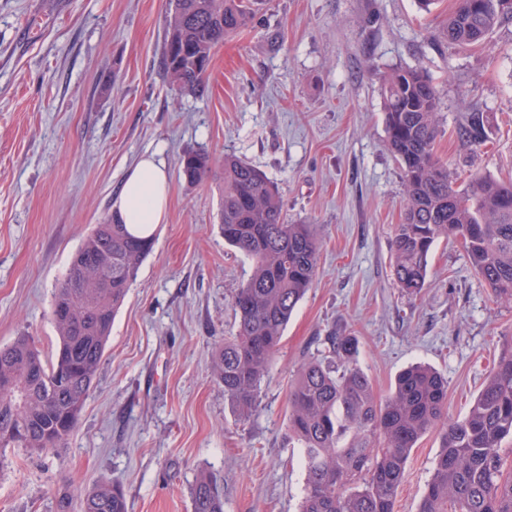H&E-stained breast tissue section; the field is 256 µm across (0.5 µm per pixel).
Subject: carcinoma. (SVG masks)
I'll return each mask as SVG.
<instances>
[{"instance_id":"1","label":"carcinoma","mask_w":512,"mask_h":512,"mask_svg":"<svg viewBox=\"0 0 512 512\" xmlns=\"http://www.w3.org/2000/svg\"><path fill=\"white\" fill-rule=\"evenodd\" d=\"M265 0H174L163 69L181 94L205 85L214 49L254 22ZM512 19L502 0H456L441 38L480 47ZM387 147L402 168L405 208L391 242L399 288L424 287L430 253L440 239L461 241L471 266L499 299L512 301V179L473 174L463 185L435 155L442 129L440 90L417 67L381 76ZM456 135L469 146L485 142L484 113L472 112ZM185 182L211 175L224 183L219 227L224 241L252 262L237 289L236 336L213 357L224 398L238 417L256 408L282 332L316 274L320 243L311 224L288 222L279 188L264 172L226 154L221 163L202 148L179 161ZM152 237L127 225L97 224L73 254L54 290L51 315L58 337L45 363L27 333L0 347V448L38 453L66 446L97 377L115 315L151 252ZM335 362L309 360L288 395L289 436L302 450L305 493L299 512H395L398 488L417 442L441 431L440 452L418 512H512V474L500 447L512 437V352L500 357L461 420L448 418V380L425 365L401 372L380 402L355 362V339L328 336ZM66 375L67 382L58 383ZM192 512H224L218 478L200 472L190 490ZM78 512H128L118 483L100 480Z\"/></svg>"}]
</instances>
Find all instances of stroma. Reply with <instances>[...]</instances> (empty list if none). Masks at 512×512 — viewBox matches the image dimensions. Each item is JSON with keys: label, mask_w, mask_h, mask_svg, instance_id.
<instances>
[{"label": "stroma", "mask_w": 512, "mask_h": 512, "mask_svg": "<svg viewBox=\"0 0 512 512\" xmlns=\"http://www.w3.org/2000/svg\"><path fill=\"white\" fill-rule=\"evenodd\" d=\"M454 5L266 0L215 50L204 91L182 96L162 69L173 0H0V346L24 329L51 357L54 289L111 218L128 170L155 153L171 181L75 431L53 453L5 449L0 512H59L62 496L78 503L102 479L122 484L128 512H191L202 470L223 476L224 512H297L306 471L288 439V392L336 330L355 336L378 398L421 363L447 379L449 418L467 414L512 352V303L494 298L456 240L437 243L419 293L395 282L404 186L379 79L400 65L432 75L445 129L436 153L457 182L512 177V21L483 47L452 46L439 31ZM473 111L487 118L475 151L456 136ZM189 147L259 167L289 221L315 224L321 244L315 283L244 421L212 358L236 333L233 296L251 266L220 232L221 181L180 176ZM439 447L431 432L414 448L395 512H417Z\"/></svg>", "instance_id": "1"}]
</instances>
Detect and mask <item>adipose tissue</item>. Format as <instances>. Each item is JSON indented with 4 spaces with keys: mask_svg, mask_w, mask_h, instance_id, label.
Listing matches in <instances>:
<instances>
[{
    "mask_svg": "<svg viewBox=\"0 0 512 512\" xmlns=\"http://www.w3.org/2000/svg\"><path fill=\"white\" fill-rule=\"evenodd\" d=\"M169 176L155 156L141 158L127 173L113 209L135 234L148 236L161 224L168 205Z\"/></svg>",
    "mask_w": 512,
    "mask_h": 512,
    "instance_id": "ef3b65f1",
    "label": "adipose tissue"
}]
</instances>
